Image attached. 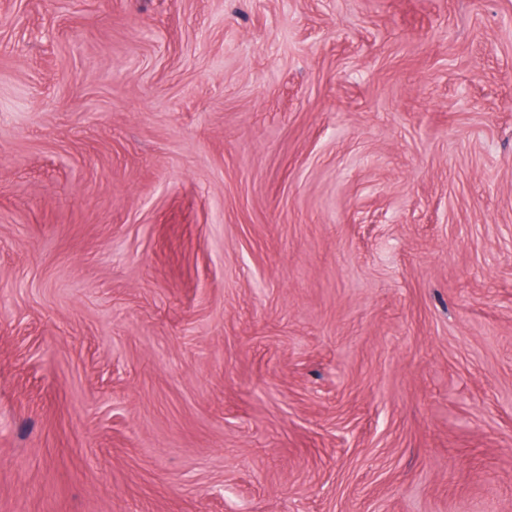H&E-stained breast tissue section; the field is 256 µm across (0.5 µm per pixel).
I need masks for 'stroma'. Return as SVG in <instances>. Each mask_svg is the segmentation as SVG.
I'll use <instances>...</instances> for the list:
<instances>
[{"instance_id": "stroma-1", "label": "stroma", "mask_w": 512, "mask_h": 512, "mask_svg": "<svg viewBox=\"0 0 512 512\" xmlns=\"http://www.w3.org/2000/svg\"><path fill=\"white\" fill-rule=\"evenodd\" d=\"M0 512H512V0H0Z\"/></svg>"}]
</instances>
